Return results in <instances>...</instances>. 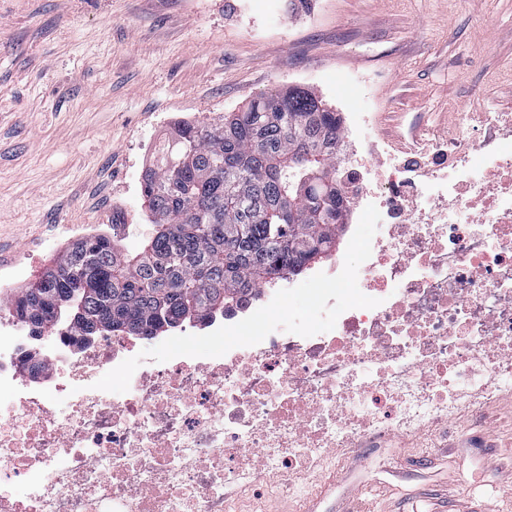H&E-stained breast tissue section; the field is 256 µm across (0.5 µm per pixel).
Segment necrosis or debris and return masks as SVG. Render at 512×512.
Masks as SVG:
<instances>
[{"label": "necrosis or debris", "instance_id": "obj_1", "mask_svg": "<svg viewBox=\"0 0 512 512\" xmlns=\"http://www.w3.org/2000/svg\"><path fill=\"white\" fill-rule=\"evenodd\" d=\"M362 151L347 239L361 262L312 278L321 325L282 321L271 288L136 371L133 340L82 347L61 327L33 389L1 310L0 512H224L245 472L447 429L512 392V113L458 114L422 150Z\"/></svg>", "mask_w": 512, "mask_h": 512}]
</instances>
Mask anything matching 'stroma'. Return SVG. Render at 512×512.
Instances as JSON below:
<instances>
[{"instance_id":"35a3bbf8","label":"stroma","mask_w":512,"mask_h":512,"mask_svg":"<svg viewBox=\"0 0 512 512\" xmlns=\"http://www.w3.org/2000/svg\"><path fill=\"white\" fill-rule=\"evenodd\" d=\"M288 86L370 106L371 137L393 143L437 138L463 110L512 113V0H0V268L24 266L9 291L79 228L111 234L115 208L137 248L142 178L176 125ZM287 480L228 488L224 512H512V397Z\"/></svg>"}]
</instances>
